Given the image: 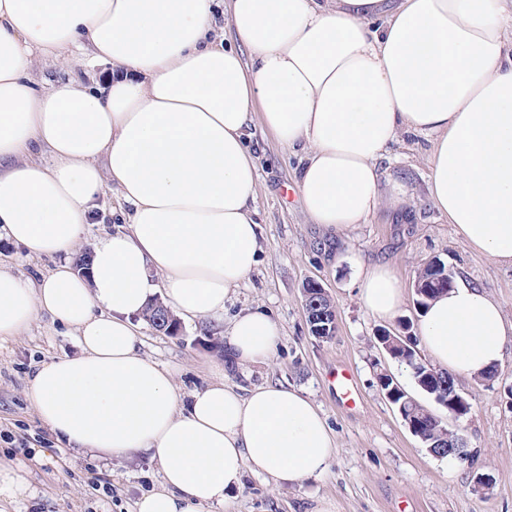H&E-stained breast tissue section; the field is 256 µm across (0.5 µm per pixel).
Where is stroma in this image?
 Wrapping results in <instances>:
<instances>
[{"mask_svg": "<svg viewBox=\"0 0 512 512\" xmlns=\"http://www.w3.org/2000/svg\"><path fill=\"white\" fill-rule=\"evenodd\" d=\"M258 155L254 218L261 229L260 264L231 295L225 320L243 311H268L279 327L273 353L262 362L227 363L217 349L221 335L183 325L169 336L139 324L140 353L167 367L181 400L219 378L248 389L280 382L306 392L332 429L336 452L325 475L288 485L245 474L225 512H512V348L493 381L461 377L458 392L471 405L456 426L467 438L471 459L431 456L400 419L378 384L390 371L409 392L417 387L410 369L384 357L376 337L398 321L416 324L413 282L425 262L438 258L454 276L481 286L512 320V266L471 251L447 217L428 199L430 144L405 133L381 160L383 195L403 189L404 210L381 207L366 224L328 231L312 223L300 205V157L262 122L251 130ZM129 212L112 193L100 201L93 224L73 250H91L103 230L127 223ZM0 261L24 278L52 270L57 258L33 257L0 240ZM390 265L404 290L396 318L374 317L360 302V277ZM320 282L336 306L338 332L328 341L311 336L303 286ZM75 336L48 313L36 316L19 336L0 343V462L28 469L32 496L0 504V512H136L141 495L159 490L162 467L147 455L109 461L58 441L27 399L31 379L44 364L76 355ZM354 379L355 405H344L331 382L336 370ZM492 476L489 489H473V472Z\"/></svg>", "mask_w": 512, "mask_h": 512, "instance_id": "stroma-1", "label": "stroma"}]
</instances>
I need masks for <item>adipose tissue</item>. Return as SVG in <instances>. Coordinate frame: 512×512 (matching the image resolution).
Wrapping results in <instances>:
<instances>
[{
	"instance_id": "1",
	"label": "adipose tissue",
	"mask_w": 512,
	"mask_h": 512,
	"mask_svg": "<svg viewBox=\"0 0 512 512\" xmlns=\"http://www.w3.org/2000/svg\"><path fill=\"white\" fill-rule=\"evenodd\" d=\"M214 15V0H0V238L59 259L33 280L0 267V342L42 311L74 330L79 354L42 366L29 401L72 447L153 453L163 488L136 512H205L245 472L299 483L335 453L301 389L222 379L183 407L170 372L138 353L134 319L155 298L218 322L258 265L255 119L301 153L303 210L337 230L404 205L383 198L379 163L401 133L429 136L432 205L473 251L512 265V0H228L231 46ZM81 56L118 72L102 85L32 77ZM108 187L130 221L99 238L84 275L68 256ZM358 291L378 317L402 302L386 265ZM420 334L437 366L477 377L503 362L512 322L460 283ZM278 338L251 310L224 346L256 363Z\"/></svg>"
}]
</instances>
